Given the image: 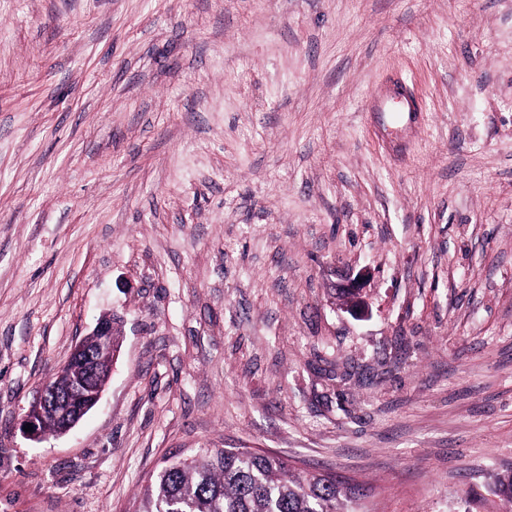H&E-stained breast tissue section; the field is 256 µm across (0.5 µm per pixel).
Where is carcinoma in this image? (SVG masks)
I'll return each instance as SVG.
<instances>
[{
  "label": "carcinoma",
  "instance_id": "1",
  "mask_svg": "<svg viewBox=\"0 0 512 512\" xmlns=\"http://www.w3.org/2000/svg\"><path fill=\"white\" fill-rule=\"evenodd\" d=\"M489 492L512 505V469ZM135 512H354L345 483L299 473L270 453L224 448L164 462L146 484Z\"/></svg>",
  "mask_w": 512,
  "mask_h": 512
}]
</instances>
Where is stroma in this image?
Segmentation results:
<instances>
[{
  "label": "stroma",
  "mask_w": 512,
  "mask_h": 512,
  "mask_svg": "<svg viewBox=\"0 0 512 512\" xmlns=\"http://www.w3.org/2000/svg\"><path fill=\"white\" fill-rule=\"evenodd\" d=\"M106 312L100 402L28 439ZM204 448L358 512L512 467V0H0V512H134ZM116 318L112 313L103 314L96 322L92 331L87 335L91 336L85 340V347L92 349L95 346L96 352L94 355H83V341L76 344L70 354V357L64 368L73 361L74 357L81 359V363L85 366L88 373H105L107 378L102 385H97L92 388L87 387L86 393L80 396L83 402V409L80 415L74 419H68L67 412L69 411V402L74 395L72 391L61 392L50 386V382L54 380L61 371H58L40 390L37 398L33 402L26 419H24V426L30 423L33 430L25 431V434L32 439H40L44 431L46 433H57L62 425V418L55 412H48L45 415L44 431L42 427L44 412L48 409H57L60 414L66 418L58 435L66 434L73 429L81 418L92 408H94L100 401L106 385L112 373L114 361L118 355L119 348L114 344L119 345V336H112L113 331L116 329ZM114 343H113V342Z\"/></svg>",
  "instance_id": "stroma-1"
}]
</instances>
